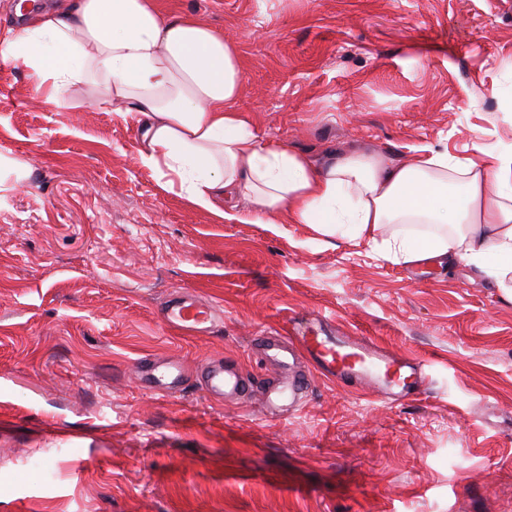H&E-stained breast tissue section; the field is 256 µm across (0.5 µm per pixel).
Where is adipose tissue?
Returning a JSON list of instances; mask_svg holds the SVG:
<instances>
[{"instance_id": "1", "label": "adipose tissue", "mask_w": 512, "mask_h": 512, "mask_svg": "<svg viewBox=\"0 0 512 512\" xmlns=\"http://www.w3.org/2000/svg\"><path fill=\"white\" fill-rule=\"evenodd\" d=\"M0 62L24 70L37 96L67 106L79 84L100 106L137 115L139 159L173 177L192 205L248 224H307L323 239L367 240L395 263L459 259L495 287L512 283V147L460 160L430 147L394 164L343 152L315 164L267 141L236 106L234 43L156 0H71L0 33Z\"/></svg>"}]
</instances>
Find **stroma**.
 <instances>
[{"instance_id": "stroma-1", "label": "stroma", "mask_w": 512, "mask_h": 512, "mask_svg": "<svg viewBox=\"0 0 512 512\" xmlns=\"http://www.w3.org/2000/svg\"><path fill=\"white\" fill-rule=\"evenodd\" d=\"M235 42L236 102L315 161L512 145V0H158ZM0 64V512H512V300L461 260L397 264L306 224L228 222L137 160L135 117ZM183 290L221 323L160 321ZM311 311L414 360L390 403L309 375L277 415L160 394L141 360L230 362Z\"/></svg>"}]
</instances>
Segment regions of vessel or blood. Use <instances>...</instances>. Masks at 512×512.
Here are the masks:
<instances>
[{
  "label": "vessel or blood",
  "instance_id": "1",
  "mask_svg": "<svg viewBox=\"0 0 512 512\" xmlns=\"http://www.w3.org/2000/svg\"><path fill=\"white\" fill-rule=\"evenodd\" d=\"M163 321L187 334L210 332L216 324L213 304L179 293L162 305ZM288 341L269 339L265 359L274 361L281 373L275 390L259 392L255 379L242 371L211 363L204 388L210 397L220 400L258 401L261 409L288 403L300 404L306 380L292 372L296 358H305L320 375L343 384H356L368 394L397 402L410 392H424L426 381L419 363L383 350L350 332L338 328L334 320L311 312L288 322ZM156 390L164 393L184 388L187 367L179 361L152 365L145 371Z\"/></svg>",
  "mask_w": 512,
  "mask_h": 512
}]
</instances>
